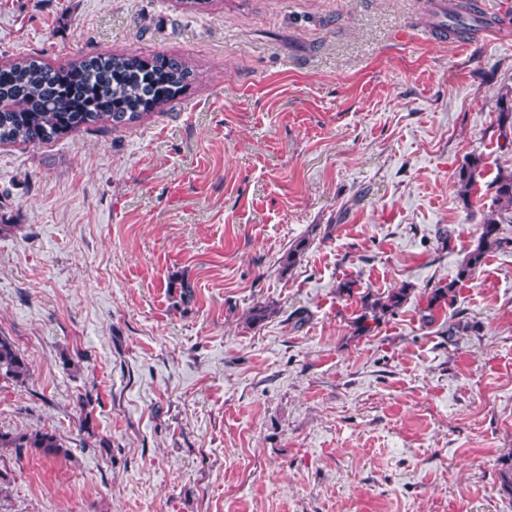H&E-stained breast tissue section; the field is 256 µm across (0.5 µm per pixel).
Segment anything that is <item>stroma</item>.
I'll return each instance as SVG.
<instances>
[{
  "label": "stroma",
  "mask_w": 512,
  "mask_h": 512,
  "mask_svg": "<svg viewBox=\"0 0 512 512\" xmlns=\"http://www.w3.org/2000/svg\"><path fill=\"white\" fill-rule=\"evenodd\" d=\"M448 3L0 0V60L193 72L133 124L0 144V336L30 368L0 430L62 446L0 452V512H512V249L422 318L492 207L466 157L512 171V0L452 40ZM483 162L480 156L470 155L461 167L459 173V195L462 201L467 202L477 189L478 179L481 177ZM407 297L408 289L405 288L391 291L386 296L374 299H369L368 296H362L361 308L354 321L358 332L364 334L370 333L372 330V327L368 325L370 320L378 323L382 316L391 314L395 309L400 308L407 300Z\"/></svg>",
  "instance_id": "stroma-1"
}]
</instances>
